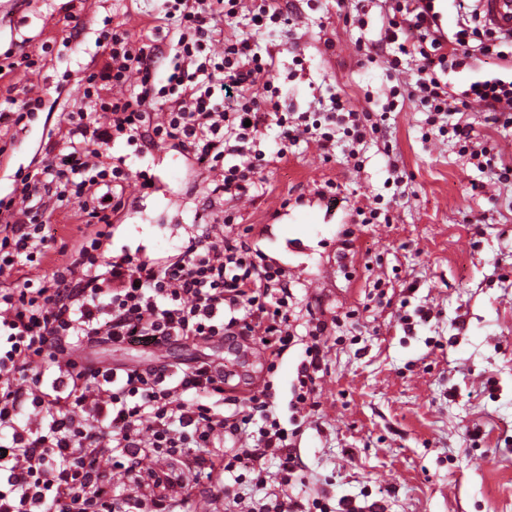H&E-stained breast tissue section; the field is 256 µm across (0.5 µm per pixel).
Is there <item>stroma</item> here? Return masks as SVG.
Instances as JSON below:
<instances>
[{"mask_svg":"<svg viewBox=\"0 0 512 512\" xmlns=\"http://www.w3.org/2000/svg\"><path fill=\"white\" fill-rule=\"evenodd\" d=\"M161 8L162 0H0V57L34 56L54 42L40 74L0 81V94L9 83H30L44 98L24 130L0 135V199L41 160L40 146L100 59L104 18L150 44L159 34L144 14ZM287 13L284 28L255 29L244 11L232 21L272 50L282 111L311 112L338 94L379 121L358 146L340 133L330 152L313 143L297 148L261 171L264 190L224 204L249 227L251 247L284 269L295 342L272 373L240 339L153 353L104 344L90 353L129 365L225 361L236 367L231 396L270 383L273 414L302 459L295 491L329 512L342 499L378 500L385 512H512V176L502 175L512 167V126L472 103L471 120L491 158L481 167L457 138L427 132L416 102L383 112L391 88L412 71L367 60L358 49L381 27L378 0H287ZM495 77L512 73L477 55L450 68L448 84L460 92ZM105 160L147 171L163 185L145 192L129 183L112 225V254L175 255L203 210L211 172L173 141L122 140ZM393 162L402 182L389 172ZM328 179L336 185L330 198L319 193ZM360 207L377 209L375 223H362ZM313 314L341 322L327 339L318 407L306 416L290 400ZM278 465L266 458V485L230 481L221 498L205 479L174 484L169 493L182 512H234L237 497L247 507L271 505Z\"/></svg>","mask_w":512,"mask_h":512,"instance_id":"stroma-1","label":"stroma"}]
</instances>
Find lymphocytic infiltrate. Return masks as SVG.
Segmentation results:
<instances>
[{
	"mask_svg": "<svg viewBox=\"0 0 512 512\" xmlns=\"http://www.w3.org/2000/svg\"><path fill=\"white\" fill-rule=\"evenodd\" d=\"M158 19L166 45L144 44L116 26L100 33L102 64L84 78L83 107L64 113L45 157L0 200V512H178L166 495L168 472L144 467L147 458L175 460L187 472L262 474V458L280 460L281 492L272 512H306L288 486L296 448L277 422L250 432L269 415L267 391L225 413L224 365L209 359L173 370L168 365L120 366L90 359L96 344L161 349L175 342L241 338L262 345L268 371L290 348V292L281 268L265 263L237 225L215 229L200 221L173 260L109 255L112 217L124 205L129 170L107 168L103 150L113 131L178 140L197 165L216 172L210 203L255 187L269 161L255 147L269 126L280 129L276 157L303 142L330 150L329 126L353 142L368 132L370 113L333 98L326 131L306 115L288 120L272 85L273 54L250 38L225 33L242 0H166ZM431 0H393L374 53L392 66L415 62L408 98L427 112V125L447 126L470 142L471 102L512 124V81L471 84L472 100L455 98L441 74L449 54L479 53L512 60L482 43L475 28L443 34ZM222 41L220 56L211 47ZM263 85L264 98L254 96ZM70 214L83 229L69 260L29 278L25 267L46 264L55 239L50 226ZM328 324L306 323V359L293 390L296 408L315 410ZM127 480L147 478L150 498L107 480L102 463Z\"/></svg>",
	"mask_w": 512,
	"mask_h": 512,
	"instance_id": "lymphocytic-infiltrate-1",
	"label": "lymphocytic infiltrate"
}]
</instances>
